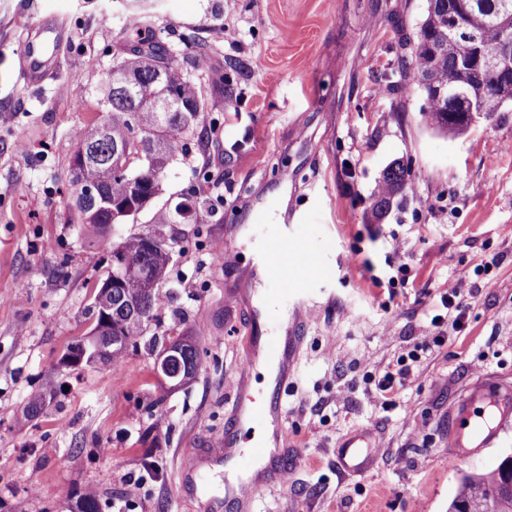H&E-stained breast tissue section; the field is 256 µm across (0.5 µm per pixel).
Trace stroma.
<instances>
[{"label": "stroma", "instance_id": "35a3bbf8", "mask_svg": "<svg viewBox=\"0 0 512 512\" xmlns=\"http://www.w3.org/2000/svg\"><path fill=\"white\" fill-rule=\"evenodd\" d=\"M426 5L153 0L150 32L187 76L203 87L220 66L230 78L154 201L197 202L193 223L179 227L161 327L191 337L202 368L166 392L144 348L118 373L60 365L88 330L83 310L104 270L102 250L69 221V167L77 132L101 118L120 48L137 37L129 0H0V512H71L90 488L102 512H203L205 500L223 497V466L191 496L180 462L224 436L246 332L224 292L275 232L249 214L276 209L283 193L296 212L289 233L321 253L329 273L295 297L305 340L284 412L298 461L259 495L258 512H447L462 474L512 453L511 423L478 453L448 457V415L466 388L480 376L512 384V104L454 139L423 124L403 40ZM46 14L65 17L69 36L55 79L35 90L19 78V56ZM228 27L237 42L225 41ZM185 35L205 41L207 56L187 50ZM396 160L413 182L381 223H366ZM228 241L234 262L216 264ZM403 262L408 283L389 288ZM463 268L472 272L464 325L434 326ZM413 352L412 379L384 408L379 377ZM37 391L51 404L17 427ZM158 397L161 411L150 414ZM364 428L376 457L364 474L341 475L336 445Z\"/></svg>", "mask_w": 512, "mask_h": 512}]
</instances>
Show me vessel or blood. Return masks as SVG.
Instances as JSON below:
<instances>
[{
    "label": "vessel or blood",
    "mask_w": 512,
    "mask_h": 512,
    "mask_svg": "<svg viewBox=\"0 0 512 512\" xmlns=\"http://www.w3.org/2000/svg\"><path fill=\"white\" fill-rule=\"evenodd\" d=\"M64 31V20L50 15L41 20L34 36L28 38L21 58L27 85L41 84L55 74ZM291 220V214H283V229L263 253V272L265 278L279 281L281 293L294 295L322 267L317 255L289 239L286 225ZM303 316V309L296 306L290 319L280 320L273 331H265L256 322L249 325L243 347V370L233 386L232 413L216 450L233 477L224 484L223 499L207 500V512H221L226 501L237 504L241 512H256L258 495L285 479V470L276 466L283 453L280 442L287 437L282 424V400L295 374ZM260 364L268 367V381L262 396L257 398L252 394L250 375ZM498 422H512V389L490 381H476L449 419V458L488 447ZM375 448L369 432L351 434L339 441L336 464L343 473H363Z\"/></svg>",
    "instance_id": "vessel-or-blood-1"
}]
</instances>
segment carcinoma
Listing matches in <instances>:
<instances>
[{"instance_id":"obj_1","label":"carcinoma","mask_w":512,"mask_h":512,"mask_svg":"<svg viewBox=\"0 0 512 512\" xmlns=\"http://www.w3.org/2000/svg\"><path fill=\"white\" fill-rule=\"evenodd\" d=\"M458 2L428 0L415 36L406 39L411 50V79L425 95L424 121L430 128L454 136L467 133L471 127L465 113L458 111L453 102L457 93L472 85L470 75L458 70L457 64L474 51L472 41L443 34L445 12L456 11ZM479 2L483 7L471 17L470 24L477 30L483 48L493 50L502 33L496 20L502 0ZM157 67L163 68L160 83L152 78ZM124 75L142 79L138 95L129 96L121 88ZM483 82L497 90L499 100L512 102V85L501 83L494 72H485ZM440 89L448 91V98L435 95ZM100 104L102 119L77 136V144L87 147L88 159L77 176L69 177L72 223L81 225L89 244L104 249L110 230L136 223L133 216L111 217V209L132 202L139 212H150L148 229L130 232L117 243L137 267V273L124 277L120 285L106 294L99 292L101 283H96L92 302L85 310L90 321L110 322L112 344L103 364L116 367L142 342L150 347L177 342L164 336L147 337L148 329L159 324L171 299L162 284L168 279L173 259V248L152 247L148 238L160 234L178 244L173 225L189 219L191 206L182 200L173 207L156 208L152 202L160 191V177L178 156L181 139L202 120L206 102L201 89L175 64L168 49L147 36L117 59L112 67V83L105 87ZM412 180L411 169L403 162L388 166L374 194L368 222L380 223L393 200L406 192ZM86 185L100 186L104 202L95 207L85 204ZM153 282L156 286L152 288ZM179 358L183 365L192 366L193 372L171 380L175 386L195 378L202 367L195 344H184ZM45 406L44 394L31 395L22 420L34 419ZM76 512H101L97 495L92 491L82 493ZM448 512H512V454L491 471L463 476Z\"/></svg>"}]
</instances>
